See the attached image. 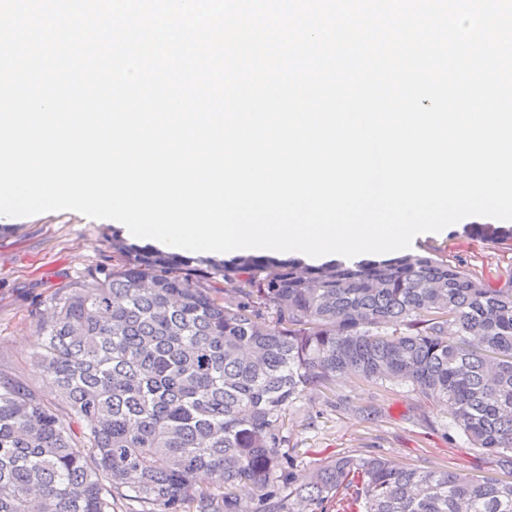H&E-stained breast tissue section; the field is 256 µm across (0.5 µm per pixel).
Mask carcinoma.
I'll return each mask as SVG.
<instances>
[{
    "label": "carcinoma",
    "mask_w": 512,
    "mask_h": 512,
    "mask_svg": "<svg viewBox=\"0 0 512 512\" xmlns=\"http://www.w3.org/2000/svg\"><path fill=\"white\" fill-rule=\"evenodd\" d=\"M466 234L512 250V228ZM110 245L34 308L57 400L0 372V512H512V480L382 456L306 472L291 423L342 378L405 385L512 477V271Z\"/></svg>",
    "instance_id": "obj_1"
}]
</instances>
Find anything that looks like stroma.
I'll return each instance as SVG.
<instances>
[{"instance_id":"stroma-1","label":"stroma","mask_w":512,"mask_h":512,"mask_svg":"<svg viewBox=\"0 0 512 512\" xmlns=\"http://www.w3.org/2000/svg\"><path fill=\"white\" fill-rule=\"evenodd\" d=\"M112 230V224L74 211L0 223V370L26 382L44 400H54L55 393L30 364L39 340L31 303L50 297L91 265L111 260ZM465 230L457 223L440 235L417 239L414 247L447 248L449 260H464L487 273L512 266V250L468 238ZM336 394L341 404L330 405L315 394L292 412L304 469L355 454L381 455L410 468H456L496 476L491 460L476 457L464 437L446 429L447 408L419 410V398L410 388L376 387L354 379L337 385ZM370 405L378 410L371 419L362 413Z\"/></svg>"}]
</instances>
